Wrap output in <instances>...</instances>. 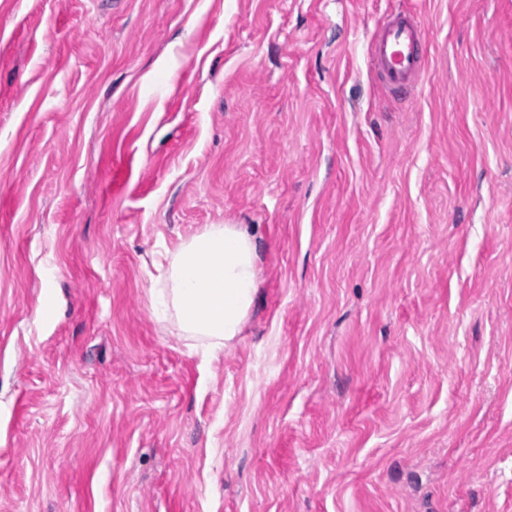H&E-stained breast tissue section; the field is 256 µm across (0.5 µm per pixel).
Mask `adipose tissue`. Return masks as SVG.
I'll return each instance as SVG.
<instances>
[{
  "instance_id": "1",
  "label": "adipose tissue",
  "mask_w": 512,
  "mask_h": 512,
  "mask_svg": "<svg viewBox=\"0 0 512 512\" xmlns=\"http://www.w3.org/2000/svg\"><path fill=\"white\" fill-rule=\"evenodd\" d=\"M151 308L209 351L242 331L258 291L256 235L245 224H213L167 255Z\"/></svg>"
}]
</instances>
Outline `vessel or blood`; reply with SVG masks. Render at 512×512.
Returning a JSON list of instances; mask_svg holds the SVG:
<instances>
[{"instance_id": "1", "label": "vessel or blood", "mask_w": 512, "mask_h": 512, "mask_svg": "<svg viewBox=\"0 0 512 512\" xmlns=\"http://www.w3.org/2000/svg\"><path fill=\"white\" fill-rule=\"evenodd\" d=\"M420 26L402 16L381 20L373 33L370 61L380 80L391 88L415 84L423 71V58L416 49Z\"/></svg>"}]
</instances>
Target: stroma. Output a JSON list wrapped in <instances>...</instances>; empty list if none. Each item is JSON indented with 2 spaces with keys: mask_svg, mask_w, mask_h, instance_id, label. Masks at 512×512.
<instances>
[{
  "mask_svg": "<svg viewBox=\"0 0 512 512\" xmlns=\"http://www.w3.org/2000/svg\"><path fill=\"white\" fill-rule=\"evenodd\" d=\"M210 224L214 354L149 307ZM0 512H512V0H0ZM420 37V26L402 16H387L377 24L370 61L385 86L416 84L423 71V58L416 49ZM151 308L209 351L242 331L258 291L256 235L247 224H212L166 256Z\"/></svg>",
  "mask_w": 512,
  "mask_h": 512,
  "instance_id": "stroma-1",
  "label": "stroma"
}]
</instances>
